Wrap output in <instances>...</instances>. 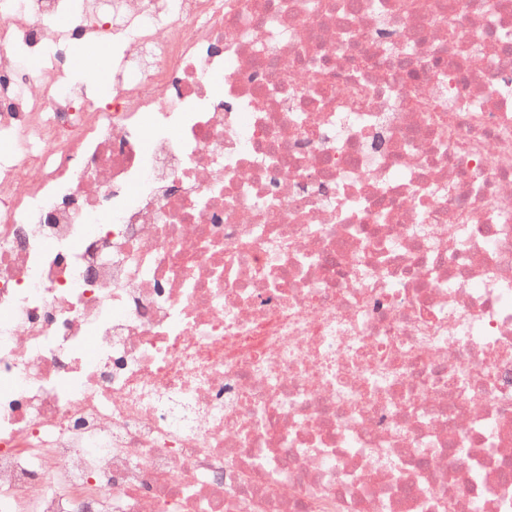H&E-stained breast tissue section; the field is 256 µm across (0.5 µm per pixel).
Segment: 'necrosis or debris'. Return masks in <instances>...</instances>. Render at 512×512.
Instances as JSON below:
<instances>
[{"mask_svg":"<svg viewBox=\"0 0 512 512\" xmlns=\"http://www.w3.org/2000/svg\"><path fill=\"white\" fill-rule=\"evenodd\" d=\"M0 139V512H512V0H0Z\"/></svg>","mask_w":512,"mask_h":512,"instance_id":"4bbe7bcc","label":"necrosis or debris"}]
</instances>
